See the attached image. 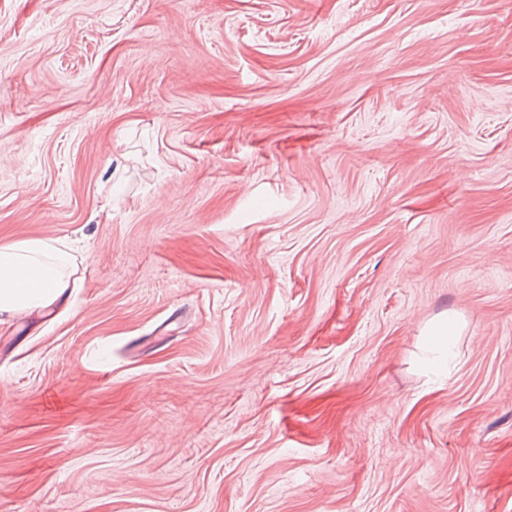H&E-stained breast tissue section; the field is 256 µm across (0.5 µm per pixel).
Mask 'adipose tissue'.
<instances>
[{
  "label": "adipose tissue",
  "mask_w": 512,
  "mask_h": 512,
  "mask_svg": "<svg viewBox=\"0 0 512 512\" xmlns=\"http://www.w3.org/2000/svg\"><path fill=\"white\" fill-rule=\"evenodd\" d=\"M67 259L42 240L0 246V313L50 308L68 287L59 271Z\"/></svg>",
  "instance_id": "ef3b65f1"
}]
</instances>
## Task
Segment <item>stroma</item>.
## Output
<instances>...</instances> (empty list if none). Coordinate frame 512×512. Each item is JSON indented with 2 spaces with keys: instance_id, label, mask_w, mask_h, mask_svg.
<instances>
[{
  "instance_id": "35a3bbf8",
  "label": "stroma",
  "mask_w": 512,
  "mask_h": 512,
  "mask_svg": "<svg viewBox=\"0 0 512 512\" xmlns=\"http://www.w3.org/2000/svg\"><path fill=\"white\" fill-rule=\"evenodd\" d=\"M36 239L0 512H512V0H0ZM456 333L457 325L454 321L449 319L434 329L432 336H430V343L436 354L432 359L433 364H438L440 367H444L448 364V357L452 354Z\"/></svg>"
}]
</instances>
